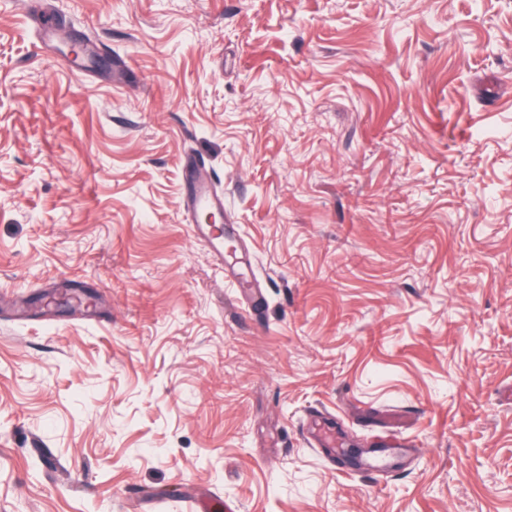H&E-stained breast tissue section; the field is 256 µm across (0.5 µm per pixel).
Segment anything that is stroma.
Here are the masks:
<instances>
[{"instance_id": "35a3bbf8", "label": "stroma", "mask_w": 512, "mask_h": 512, "mask_svg": "<svg viewBox=\"0 0 512 512\" xmlns=\"http://www.w3.org/2000/svg\"><path fill=\"white\" fill-rule=\"evenodd\" d=\"M40 10L0 0V291L99 314L0 315V512H512V0ZM184 167L188 193L184 199L182 210L185 222L191 224L193 214L197 209H223L224 197L217 189L210 172L197 160L188 158ZM193 235L196 239L207 243L215 254L223 259V243L224 237H230L235 234L233 224H225L223 230H213L209 225L196 224L192 227Z\"/></svg>"}]
</instances>
